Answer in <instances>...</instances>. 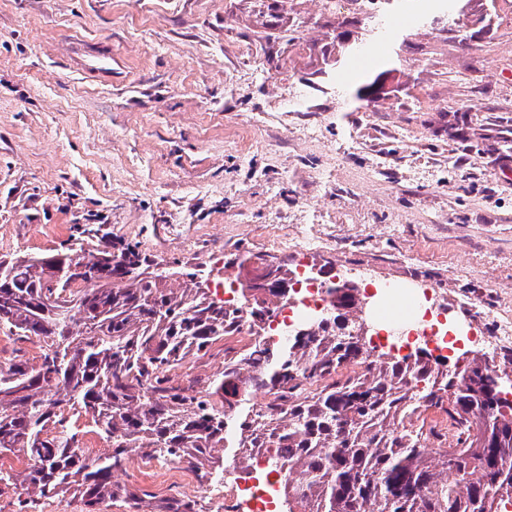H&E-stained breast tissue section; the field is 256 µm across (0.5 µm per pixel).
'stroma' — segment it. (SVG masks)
I'll return each mask as SVG.
<instances>
[{
    "instance_id": "stroma-1",
    "label": "stroma",
    "mask_w": 512,
    "mask_h": 512,
    "mask_svg": "<svg viewBox=\"0 0 512 512\" xmlns=\"http://www.w3.org/2000/svg\"><path fill=\"white\" fill-rule=\"evenodd\" d=\"M112 52L82 70L75 39ZM236 0H0V258L110 241L209 283L275 257L350 280L429 288L456 341L512 320V11L488 27L393 25L360 68L263 65ZM396 69L375 102L356 89ZM296 238L281 249L278 238ZM173 380L207 388L225 348ZM145 512L184 495L133 467Z\"/></svg>"
}]
</instances>
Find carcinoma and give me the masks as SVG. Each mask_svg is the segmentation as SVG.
<instances>
[{
  "label": "carcinoma",
  "instance_id": "cac0c4a2",
  "mask_svg": "<svg viewBox=\"0 0 512 512\" xmlns=\"http://www.w3.org/2000/svg\"><path fill=\"white\" fill-rule=\"evenodd\" d=\"M255 23L278 46L268 61L293 60L306 50L312 74L337 68L356 44L304 45L297 22L303 0L287 11L284 0H256ZM382 71L355 96L381 94ZM134 252L103 243L90 254L73 246L50 256L18 257L0 272V326L16 336H38L40 362L0 369V453H20L19 475L0 470V486L21 485L17 512L71 489L87 512L105 502L142 512V498L112 482L138 448L149 457L185 459L224 468V456L263 441L268 466L286 472L288 512H498L512 498V401L490 385L493 370L478 363L459 374L414 354L368 353L339 332L336 322L287 343L258 338L224 360V373L204 391L189 392L170 373L188 355L210 348L248 326L257 334L275 309L253 303L248 316L193 287L176 294L167 281L127 275ZM362 374L343 377L350 366ZM274 398L279 424L249 406L252 393ZM437 408L450 426L475 427L455 448L436 447L430 459L422 432L409 417ZM67 409L91 417L112 448L94 459L76 453L78 433L60 430ZM221 448L224 455L215 456ZM457 479L448 480V474ZM81 480H75V477ZM163 512H201L197 500L174 498Z\"/></svg>",
  "mask_w": 512,
  "mask_h": 512
}]
</instances>
